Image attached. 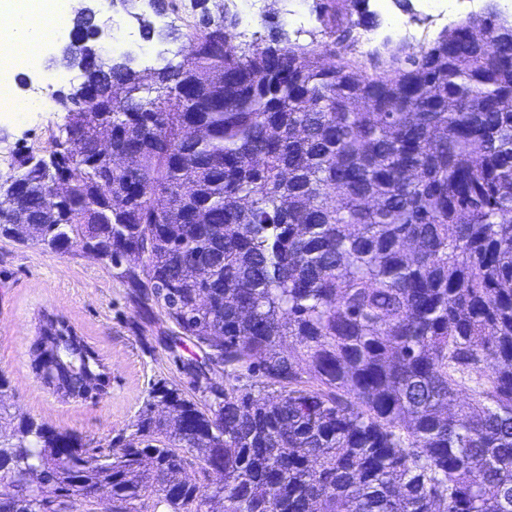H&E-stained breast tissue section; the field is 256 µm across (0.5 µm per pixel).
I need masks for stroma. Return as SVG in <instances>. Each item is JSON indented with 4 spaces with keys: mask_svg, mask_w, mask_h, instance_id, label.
Listing matches in <instances>:
<instances>
[{
    "mask_svg": "<svg viewBox=\"0 0 512 512\" xmlns=\"http://www.w3.org/2000/svg\"><path fill=\"white\" fill-rule=\"evenodd\" d=\"M100 19H111L102 43L113 53L125 51L127 42L137 46L135 67L145 83H152L159 69L173 61L178 34L190 30L203 11L212 10L211 0L196 6L195 0H140L138 8L155 28L175 31V38L145 40L139 24L120 9L117 0H85ZM235 15L246 35L266 34L279 27L290 39L307 45L333 65L330 38L322 31L316 0H279L276 9L250 6L238 0ZM350 22L367 19L361 43L343 50L342 57L367 61L370 53L405 48L419 53L430 48L449 24L418 8L416 0H368L365 12L347 7ZM61 40L44 43L36 61L27 63L25 83H14L18 100L34 99L43 91L44 107L15 116L0 112V176L9 175L17 148L40 154L49 150L64 114L57 91H68L81 81L78 71H64L55 58ZM52 307L67 316L87 341L109 363L112 386L96 401L59 402L47 392L30 367V339L35 333L34 312ZM179 330L159 309L145 310L116 269L74 246L60 255L37 244H19L0 238V373L11 382L12 411L68 430L95 441L129 435L144 408L149 392L158 382L193 391L190 364L202 361L203 353L189 339L172 343Z\"/></svg>",
    "mask_w": 512,
    "mask_h": 512,
    "instance_id": "stroma-1",
    "label": "stroma"
}]
</instances>
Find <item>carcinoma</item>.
<instances>
[{"label":"carcinoma","mask_w":512,"mask_h":512,"mask_svg":"<svg viewBox=\"0 0 512 512\" xmlns=\"http://www.w3.org/2000/svg\"><path fill=\"white\" fill-rule=\"evenodd\" d=\"M200 27L147 87L78 12L62 63L84 81L47 162L19 151L0 182V237L126 264L204 350L196 376L279 395L163 384L92 448L12 413L0 374V512H95L108 486L112 512H512V19L490 3L408 68ZM29 357L65 401L108 393L62 315L39 312ZM208 379H210L209 381L211 383H213L215 385L223 386V388H224V385L228 386L229 384H235V385H240V386L253 384L256 386L253 390L255 395H258L259 390H261V392H260L261 396L266 397V398L268 397L270 399H272L273 397L275 398L278 395L277 388L270 387V388L263 389L261 387L262 385H260V382L262 380H260L258 377H253L250 379L244 378L240 382L228 380L226 378V376H224V370L222 367H214V369L211 370L210 373L208 374Z\"/></svg>","instance_id":"cac0c4a2"}]
</instances>
